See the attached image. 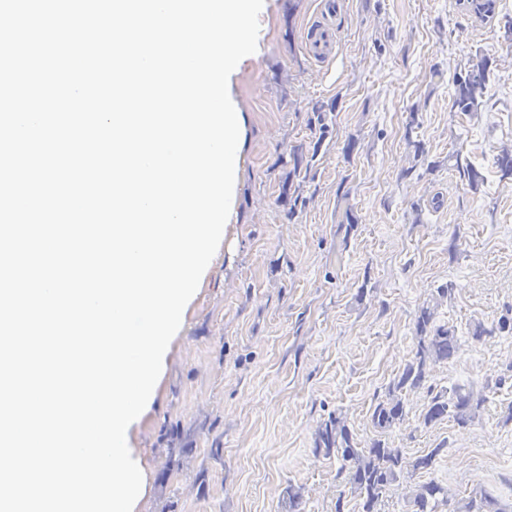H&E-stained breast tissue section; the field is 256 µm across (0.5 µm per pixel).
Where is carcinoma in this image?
<instances>
[{"label": "carcinoma", "instance_id": "1", "mask_svg": "<svg viewBox=\"0 0 512 512\" xmlns=\"http://www.w3.org/2000/svg\"><path fill=\"white\" fill-rule=\"evenodd\" d=\"M463 8L481 19H494L497 0H465ZM488 62L479 61L464 75L454 78L453 107L459 112H473L479 106L485 89ZM453 292L442 285L436 295L424 302L417 310L414 321L416 350L413 359L405 365L388 387L385 399L379 401L372 412L371 423L379 434L384 435L400 426L405 417V393L421 388L431 366L452 359L459 349L456 330L436 321L438 307ZM488 402L483 392L474 391L469 384H456L430 394L422 416L430 426L448 420L459 427L470 425L478 418ZM316 451L329 456L336 454L341 462L340 473L361 500L362 512H380L383 498L391 486L406 474L414 475L429 469L440 449L414 459L408 458L400 448H393L381 437L361 448L340 415L332 414L318 428ZM408 502L412 512H438L442 505H451L448 489L429 480L411 488ZM452 512H506L499 500L485 489H475L456 502Z\"/></svg>", "mask_w": 512, "mask_h": 512}]
</instances>
